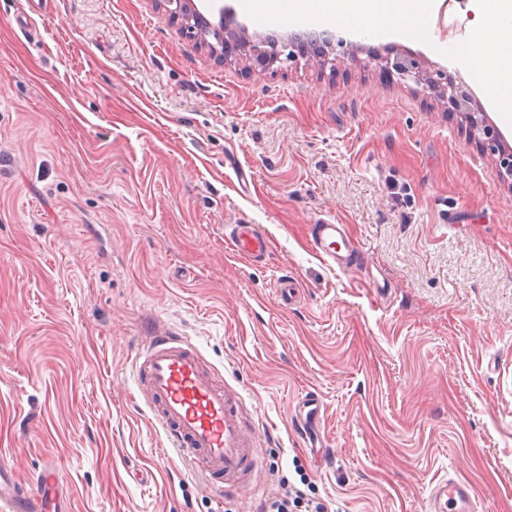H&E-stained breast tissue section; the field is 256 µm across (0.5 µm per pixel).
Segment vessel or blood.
Returning <instances> with one entry per match:
<instances>
[{
	"mask_svg": "<svg viewBox=\"0 0 512 512\" xmlns=\"http://www.w3.org/2000/svg\"><path fill=\"white\" fill-rule=\"evenodd\" d=\"M226 242L236 254L263 266L269 249L266 234L255 224H233ZM311 243L324 261L340 263L352 250L345 225H315ZM144 405L153 413L178 459L223 478L225 490L253 488L259 470L260 431L243 420L239 391L204 365L200 350L172 329H154L135 362ZM60 478L46 464L32 488L17 489L0 464V512H45L46 498L57 495ZM470 488L441 479L433 489L429 512H473Z\"/></svg>",
	"mask_w": 512,
	"mask_h": 512,
	"instance_id": "obj_1",
	"label": "vessel or blood"
}]
</instances>
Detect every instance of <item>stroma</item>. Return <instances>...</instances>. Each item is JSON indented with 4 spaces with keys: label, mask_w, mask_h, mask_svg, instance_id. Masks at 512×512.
<instances>
[{
    "label": "stroma",
    "mask_w": 512,
    "mask_h": 512,
    "mask_svg": "<svg viewBox=\"0 0 512 512\" xmlns=\"http://www.w3.org/2000/svg\"><path fill=\"white\" fill-rule=\"evenodd\" d=\"M432 45L333 26L336 69L220 60L163 0H0V458L56 461L71 512H252L279 477L340 512H426L438 480L512 512V187L459 116L367 65ZM348 227L339 268L311 248ZM256 224L266 265L232 255ZM303 285L289 308L274 279ZM387 285L377 293L375 282ZM197 346L264 436L258 484L171 465L133 363ZM316 393L325 447L292 419ZM226 243L236 254L249 259L256 267L265 264L269 242L266 234L256 224H228Z\"/></svg>",
    "instance_id": "obj_1"
}]
</instances>
